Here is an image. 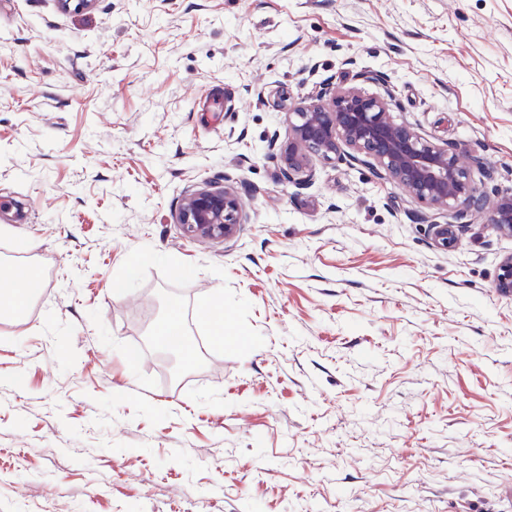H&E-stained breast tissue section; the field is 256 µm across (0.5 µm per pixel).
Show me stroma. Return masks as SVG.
<instances>
[{
  "label": "stroma",
  "mask_w": 512,
  "mask_h": 512,
  "mask_svg": "<svg viewBox=\"0 0 512 512\" xmlns=\"http://www.w3.org/2000/svg\"><path fill=\"white\" fill-rule=\"evenodd\" d=\"M365 71L512 192V0H0V274L49 265L0 315V512H512V237L264 155L274 100ZM226 180L248 224L186 237Z\"/></svg>",
  "instance_id": "obj_1"
}]
</instances>
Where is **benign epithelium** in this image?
I'll list each match as a JSON object with an SVG mask.
<instances>
[{
	"label": "benign epithelium",
	"instance_id": "1",
	"mask_svg": "<svg viewBox=\"0 0 512 512\" xmlns=\"http://www.w3.org/2000/svg\"><path fill=\"white\" fill-rule=\"evenodd\" d=\"M363 78L380 84L382 92L323 84L316 95L289 108L287 138L282 140L275 132L266 144L267 157L284 164L282 178L291 183L298 175L312 177L311 158L333 160L345 146L349 161L372 166L414 200L448 216V223L433 224L441 247L454 241V225L469 223L476 213H488L495 231L512 237V195L488 200L456 150L431 142L410 124L394 119V95L383 77L365 72ZM175 223L191 238L228 240L245 217L229 187L211 186L183 198ZM497 288L512 293V255L501 261Z\"/></svg>",
	"mask_w": 512,
	"mask_h": 512
}]
</instances>
